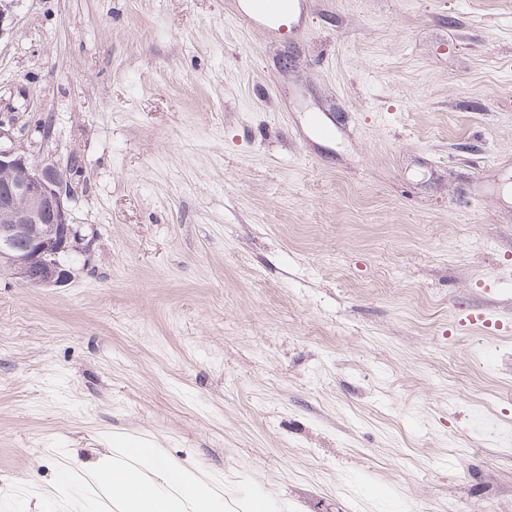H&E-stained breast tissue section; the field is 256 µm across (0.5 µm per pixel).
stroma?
I'll list each match as a JSON object with an SVG mask.
<instances>
[{"instance_id":"obj_1","label":"stroma","mask_w":512,"mask_h":512,"mask_svg":"<svg viewBox=\"0 0 512 512\" xmlns=\"http://www.w3.org/2000/svg\"><path fill=\"white\" fill-rule=\"evenodd\" d=\"M246 2L8 0L0 121L94 240L0 273V512L130 440L224 512H512V0ZM293 0H250L251 13L264 17L274 24L280 25L292 11Z\"/></svg>"}]
</instances>
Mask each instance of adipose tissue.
Instances as JSON below:
<instances>
[{
  "instance_id": "obj_1",
  "label": "adipose tissue",
  "mask_w": 512,
  "mask_h": 512,
  "mask_svg": "<svg viewBox=\"0 0 512 512\" xmlns=\"http://www.w3.org/2000/svg\"><path fill=\"white\" fill-rule=\"evenodd\" d=\"M132 463L143 477L140 486L129 488L121 474L123 463ZM94 481L127 494L128 512H224V498L200 475L166 459L150 443L134 441L113 449L101 459Z\"/></svg>"
}]
</instances>
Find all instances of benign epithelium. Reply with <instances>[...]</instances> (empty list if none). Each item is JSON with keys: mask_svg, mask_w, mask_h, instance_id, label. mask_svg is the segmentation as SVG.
<instances>
[{"mask_svg": "<svg viewBox=\"0 0 512 512\" xmlns=\"http://www.w3.org/2000/svg\"><path fill=\"white\" fill-rule=\"evenodd\" d=\"M13 142V129L0 122V267L30 287L63 286L73 277L63 255L90 246L71 221V166L35 163Z\"/></svg>", "mask_w": 512, "mask_h": 512, "instance_id": "benign-epithelium-1", "label": "benign epithelium"}]
</instances>
